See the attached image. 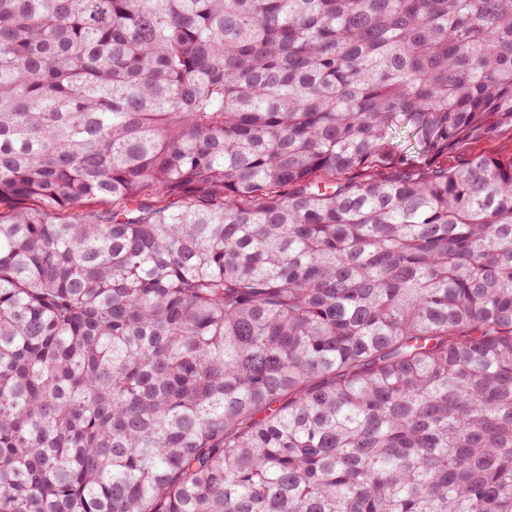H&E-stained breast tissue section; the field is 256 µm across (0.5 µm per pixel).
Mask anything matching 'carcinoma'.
Here are the masks:
<instances>
[{"label":"carcinoma","instance_id":"1","mask_svg":"<svg viewBox=\"0 0 512 512\" xmlns=\"http://www.w3.org/2000/svg\"><path fill=\"white\" fill-rule=\"evenodd\" d=\"M505 131L512 0H0V512H512ZM464 151L468 154L490 153L504 156L512 155V133H504L492 142H479L466 145Z\"/></svg>","mask_w":512,"mask_h":512}]
</instances>
